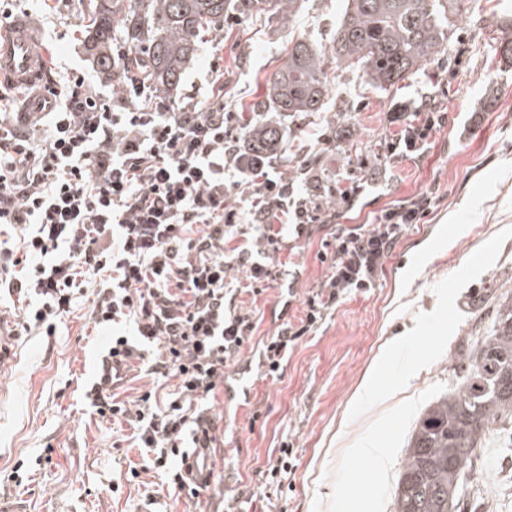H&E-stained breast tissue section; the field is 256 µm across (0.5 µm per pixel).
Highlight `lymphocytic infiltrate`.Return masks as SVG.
Returning a JSON list of instances; mask_svg holds the SVG:
<instances>
[{"label":"lymphocytic infiltrate","mask_w":512,"mask_h":512,"mask_svg":"<svg viewBox=\"0 0 512 512\" xmlns=\"http://www.w3.org/2000/svg\"><path fill=\"white\" fill-rule=\"evenodd\" d=\"M130 55L112 49L115 100L75 72L39 94L37 111L0 117V224L15 232L14 242L0 240V294L26 302V336L55 335L89 291L94 325L133 326V337L113 335L85 398L98 415L128 423L149 468L171 473L173 487L196 499L202 487L171 471L170 462L215 447L217 423L207 403L223 389L230 362L255 345L266 375L277 376L290 349L347 294L371 287L435 199L420 194L381 211L376 223L340 228L320 255L326 280L305 296L302 317L256 338L254 311L236 299L260 295L269 272L239 225L256 227L275 253L282 241L275 224L329 223L324 195L353 207L363 190L327 178L311 146L302 157L311 191L293 198L265 158L249 155L223 98L171 109L127 69ZM391 120L401 129L386 140V155L419 158L445 116L424 102L413 116L395 112ZM233 191L245 208L228 205ZM236 265L248 268L247 279H232ZM135 371L173 377L176 385L162 402L148 391L117 400L114 385Z\"/></svg>","instance_id":"obj_1"}]
</instances>
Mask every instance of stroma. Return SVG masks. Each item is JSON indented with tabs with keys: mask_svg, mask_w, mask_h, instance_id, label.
<instances>
[{
	"mask_svg": "<svg viewBox=\"0 0 512 512\" xmlns=\"http://www.w3.org/2000/svg\"><path fill=\"white\" fill-rule=\"evenodd\" d=\"M8 8L39 20L53 77L78 71L105 96L117 95L118 79L98 76L85 52L80 0L63 7L10 0ZM344 9L345 0H297L284 21L273 0H263L252 14L228 13L205 33L172 104L216 83L228 107L274 123L282 140L272 170L295 196L308 194L300 154L312 131L330 138L322 148L327 175L375 181L355 209L327 198L337 223L270 256L275 270L302 266L299 299L320 287L318 254L338 225L370 223L425 191L437 198L432 212L410 226L372 287L352 291L290 350L280 376L252 385L250 404L217 399L216 480L198 504L144 468L126 424L86 402L106 348L89 318L90 298L79 299L50 337L19 335L18 311L1 310L12 353L0 360V512H222L228 496L237 498V512H392L417 417L455 388L457 349L485 335L497 296L512 294V62L499 53L501 39H512V0H459L446 49L390 91L373 89L362 71L332 65L321 111H272L266 79L283 64L289 41L331 50ZM425 94L448 112L428 154L381 161V144L396 131L389 113L415 109ZM378 358L381 398L351 414ZM494 429L499 442H484L477 476L464 486L465 512H512V420ZM360 440L386 449L384 470L351 454ZM285 445L289 468L275 483L268 464Z\"/></svg>",
	"mask_w": 512,
	"mask_h": 512,
	"instance_id": "35a3bbf8",
	"label": "stroma"
}]
</instances>
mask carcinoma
<instances>
[{
	"label": "carcinoma",
	"mask_w": 512,
	"mask_h": 512,
	"mask_svg": "<svg viewBox=\"0 0 512 512\" xmlns=\"http://www.w3.org/2000/svg\"><path fill=\"white\" fill-rule=\"evenodd\" d=\"M458 0H346L331 53L303 40L289 42L284 64L267 80L268 99L277 112L313 113L328 87L326 69L345 63L364 71L372 87L388 91L419 69L451 37L444 19ZM255 0H89L87 47L93 66L112 75V32L120 25L134 52L127 66L143 70L159 92L180 85L195 58L202 33L229 10H252ZM249 148L271 154L279 130L257 122ZM461 377L448 396L432 402L409 438L395 490L393 512H460L463 472H474L476 449L489 425L512 419V295L497 304L492 329L457 355Z\"/></svg>",
	"instance_id": "carcinoma-1"
}]
</instances>
